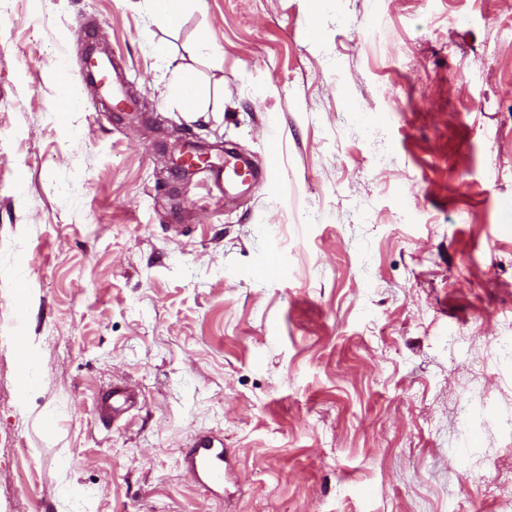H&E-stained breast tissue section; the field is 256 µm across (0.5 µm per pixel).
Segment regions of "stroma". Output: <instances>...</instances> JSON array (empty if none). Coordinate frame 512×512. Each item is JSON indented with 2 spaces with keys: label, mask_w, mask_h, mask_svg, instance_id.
Here are the masks:
<instances>
[{
  "label": "stroma",
  "mask_w": 512,
  "mask_h": 512,
  "mask_svg": "<svg viewBox=\"0 0 512 512\" xmlns=\"http://www.w3.org/2000/svg\"><path fill=\"white\" fill-rule=\"evenodd\" d=\"M175 129L263 185L174 182ZM511 466L512 0H0V512H503ZM155 18L170 24L176 23L182 16L189 0H146ZM169 100L177 103L183 112L195 114L201 112L204 91L186 73L177 74L168 85ZM136 404L137 401L133 395L120 389H112L100 396L97 409L106 421L112 422L113 419L130 411ZM224 453V439L199 434L193 440L185 462L199 482L223 483Z\"/></svg>",
  "instance_id": "obj_1"
}]
</instances>
